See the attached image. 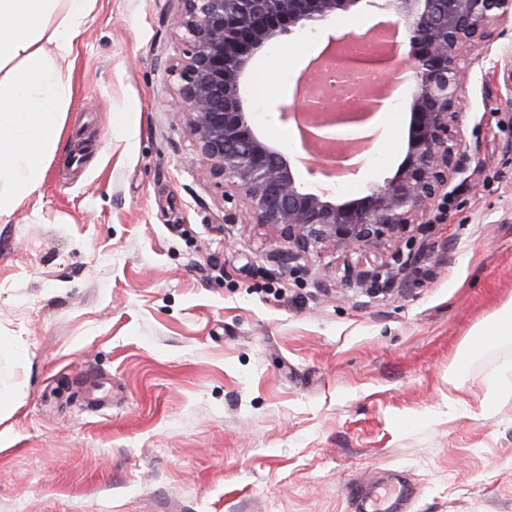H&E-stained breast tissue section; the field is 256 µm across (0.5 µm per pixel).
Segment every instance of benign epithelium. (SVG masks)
<instances>
[{"instance_id": "7a95c632", "label": "benign epithelium", "mask_w": 512, "mask_h": 512, "mask_svg": "<svg viewBox=\"0 0 512 512\" xmlns=\"http://www.w3.org/2000/svg\"><path fill=\"white\" fill-rule=\"evenodd\" d=\"M178 28L184 59L174 70L177 106L209 175L243 196L258 224L281 232L283 261L332 246L370 252L372 270L345 268V277L376 282L390 269L378 252L415 230L448 198L466 171L465 142L455 126L463 112L464 61L492 22L512 23V0H390L405 31L404 54L413 73L405 158L396 174L364 197L345 201L337 186L300 182L280 151L254 130L244 85L256 57L283 34L314 30L360 0H181ZM300 107L314 113L312 134L339 167V131L365 112L330 111L312 95Z\"/></svg>"}]
</instances>
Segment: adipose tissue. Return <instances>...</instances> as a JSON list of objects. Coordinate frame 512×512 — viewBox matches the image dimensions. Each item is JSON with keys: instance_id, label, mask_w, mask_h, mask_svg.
Instances as JSON below:
<instances>
[{"instance_id": "1", "label": "adipose tissue", "mask_w": 512, "mask_h": 512, "mask_svg": "<svg viewBox=\"0 0 512 512\" xmlns=\"http://www.w3.org/2000/svg\"><path fill=\"white\" fill-rule=\"evenodd\" d=\"M90 14V0H0V216L13 211L42 180L58 148V122L68 95L62 73L45 64V47L70 56Z\"/></svg>"}]
</instances>
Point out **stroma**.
Instances as JSON below:
<instances>
[{
	"label": "stroma",
	"instance_id": "stroma-1",
	"mask_svg": "<svg viewBox=\"0 0 512 512\" xmlns=\"http://www.w3.org/2000/svg\"><path fill=\"white\" fill-rule=\"evenodd\" d=\"M179 6L91 0L72 54L46 52L71 82L59 150L0 217V512H350L348 487L384 473L409 476L412 512H512V379L481 384L512 369V343L456 369L512 304V25L468 59L469 178L378 290L343 278L370 255L281 267L278 229L209 176L174 105ZM331 33L252 63L272 77L253 126L287 154L276 106ZM410 103L344 199L396 173ZM93 377L112 397L92 410Z\"/></svg>",
	"mask_w": 512,
	"mask_h": 512
}]
</instances>
